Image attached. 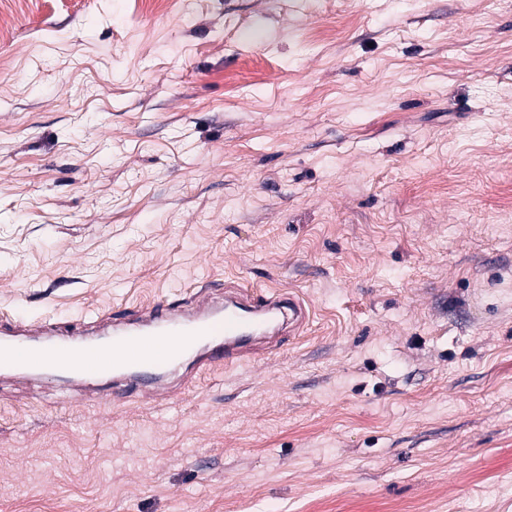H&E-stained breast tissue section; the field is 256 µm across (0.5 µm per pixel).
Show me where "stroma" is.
Returning a JSON list of instances; mask_svg holds the SVG:
<instances>
[{
  "instance_id": "obj_1",
  "label": "stroma",
  "mask_w": 512,
  "mask_h": 512,
  "mask_svg": "<svg viewBox=\"0 0 512 512\" xmlns=\"http://www.w3.org/2000/svg\"><path fill=\"white\" fill-rule=\"evenodd\" d=\"M0 14V319L309 316L168 400L0 373V512H512V0Z\"/></svg>"
}]
</instances>
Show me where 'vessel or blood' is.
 Masks as SVG:
<instances>
[{"label": "vessel or blood", "instance_id": "obj_1", "mask_svg": "<svg viewBox=\"0 0 512 512\" xmlns=\"http://www.w3.org/2000/svg\"><path fill=\"white\" fill-rule=\"evenodd\" d=\"M304 304L295 296L238 287L214 295L201 289L180 307L154 304L122 321L105 316L67 328L58 323L0 321V372L26 374L35 360L81 384L91 402L105 399L97 386L111 377L113 401L144 386L161 365L187 359L192 370L227 367L281 345L285 331L303 328Z\"/></svg>", "mask_w": 512, "mask_h": 512}]
</instances>
